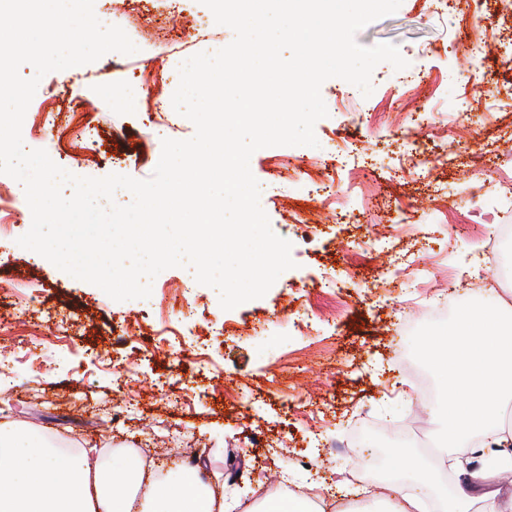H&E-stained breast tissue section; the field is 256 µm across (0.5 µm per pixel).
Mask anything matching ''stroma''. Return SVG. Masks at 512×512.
Wrapping results in <instances>:
<instances>
[{"instance_id": "1", "label": "stroma", "mask_w": 512, "mask_h": 512, "mask_svg": "<svg viewBox=\"0 0 512 512\" xmlns=\"http://www.w3.org/2000/svg\"><path fill=\"white\" fill-rule=\"evenodd\" d=\"M113 2L94 0V13L121 27L136 53L110 52L45 75L28 110L51 105L57 131L41 138L26 125L22 136L27 148L46 150L66 166L85 124H92L98 137L88 148L99 160L78 175L146 180L163 139L150 113L171 107L186 59L227 46L234 33L212 23L199 0H125L119 14ZM201 18L211 22L203 38L191 26ZM480 25L490 46L465 65L449 48L464 24L440 0H402L394 14L357 33L364 46L397 45L409 66L378 64L367 97L343 79H328L321 87L328 115L315 125L318 147L274 146L252 155L260 204L272 230L291 243L295 266L264 297L234 309L223 310L217 291L184 267L162 271L149 298L114 301L18 245L32 223L28 204L19 205L14 224L0 232V353L11 356L14 371L0 385V421L78 446L102 440L112 451L197 448L215 473L243 469L237 496L245 508L271 491L306 486L310 474L297 465L303 456L331 477L359 466L371 491L388 482L391 455L410 449L402 422L412 417L437 432L444 425L439 403L420 401L410 366L425 337L446 330L431 323L438 308L487 304L502 286L501 274L512 277V247L485 266L473 263L492 225H512V212L495 209L512 176V118L500 108L512 80L497 63L512 58V13L488 0ZM474 82L482 85L481 103L462 112L455 96ZM421 105L441 112L454 157L452 166H437L425 178L403 163L405 131L417 129ZM316 155L349 202L332 221L310 204L307 171ZM477 155L484 162L480 196L423 217L419 201L438 188H456ZM297 207L306 213L295 227L288 212ZM378 234L390 241L391 260L372 245ZM392 269L397 281L381 287ZM332 271L349 273L351 283L326 281ZM166 286L198 297V310L178 302L160 309ZM22 301L29 311L21 324ZM284 312L309 319V327L276 325ZM133 314L142 335L122 331L124 317ZM164 317L181 343L180 360L154 348L164 337ZM63 321L69 336L51 335L49 325ZM260 321L265 331L254 332ZM227 322L232 331H224ZM36 358L48 361V369L33 370ZM166 393L183 397V409L167 408ZM113 411L125 416L115 428L105 422ZM321 436L346 438L350 449L317 447Z\"/></svg>"}]
</instances>
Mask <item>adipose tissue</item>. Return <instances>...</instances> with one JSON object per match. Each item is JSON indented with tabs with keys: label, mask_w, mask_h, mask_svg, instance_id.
Wrapping results in <instances>:
<instances>
[{
	"label": "adipose tissue",
	"mask_w": 512,
	"mask_h": 512,
	"mask_svg": "<svg viewBox=\"0 0 512 512\" xmlns=\"http://www.w3.org/2000/svg\"><path fill=\"white\" fill-rule=\"evenodd\" d=\"M425 363L448 392L436 466L397 452L392 471L417 477L436 496L439 512H512V495H471L484 469L452 489L439 476L451 452L474 442L485 451L512 441V420L502 409L512 397V304L500 299L493 308L461 314L446 335L427 340ZM207 470L200 458L191 466L177 464L157 482L132 452L119 450L107 459L94 445L64 454L46 435L0 422V512H234L236 500L211 489Z\"/></svg>",
	"instance_id": "adipose-tissue-1"
}]
</instances>
